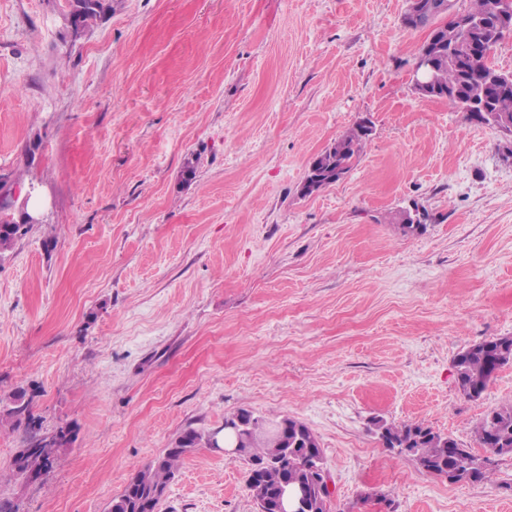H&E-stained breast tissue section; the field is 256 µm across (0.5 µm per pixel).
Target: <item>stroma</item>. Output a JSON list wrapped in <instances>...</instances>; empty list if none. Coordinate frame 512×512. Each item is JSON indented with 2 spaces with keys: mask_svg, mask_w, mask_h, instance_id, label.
<instances>
[{
  "mask_svg": "<svg viewBox=\"0 0 512 512\" xmlns=\"http://www.w3.org/2000/svg\"><path fill=\"white\" fill-rule=\"evenodd\" d=\"M408 5L112 0L75 41L65 0H0V203L35 218L0 256V396L25 388L35 421L0 427V500L107 512L183 430L245 409L315 432L327 512H512V455L451 483L372 425L474 451L512 404V365L477 400L453 366L512 337V137L417 94ZM363 118L351 171L301 195ZM68 424L53 468L16 477ZM246 479L199 449L160 512H257ZM35 447L36 445L23 448L14 458L13 470L16 476L21 478V474L26 477L28 473L34 472L39 468L40 460L37 454V448Z\"/></svg>",
  "mask_w": 512,
  "mask_h": 512,
  "instance_id": "35a3bbf8",
  "label": "stroma"
}]
</instances>
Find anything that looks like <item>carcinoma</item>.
I'll return each mask as SVG.
<instances>
[{"mask_svg": "<svg viewBox=\"0 0 512 512\" xmlns=\"http://www.w3.org/2000/svg\"><path fill=\"white\" fill-rule=\"evenodd\" d=\"M73 29L86 30L112 11L107 0H68ZM442 0H419L416 25L430 28L432 37L434 89L423 93L446 99L480 123L488 114L504 127H512V74L495 69L489 62L493 47L504 37L499 26L501 14L512 11V0H470V9L461 12L466 24L445 20ZM369 133L356 123L332 146L318 154L314 165L324 185L329 186L353 167ZM22 225L8 213L0 214V254L15 244ZM512 364V338L503 337L472 345L454 359L459 391L477 400L487 390L499 370ZM31 401L23 388L0 399V426H18L32 421ZM224 422L240 424V459L247 466L248 488L258 512H277L281 489L315 486L326 482L316 471L322 450L313 431L303 422L283 417L275 428L262 435L263 423L241 409L224 417ZM383 445L413 455L419 465L451 483H484L490 480L489 459L480 458L450 435L434 431L422 422L401 425L375 421ZM476 441L495 455H512V405L484 415L475 431ZM209 446V436L193 428L182 432L171 447L151 460L126 482L108 512H159L170 484L178 475L184 457ZM37 448L22 449L14 458L13 470L27 475L39 468Z\"/></svg>", "mask_w": 512, "mask_h": 512, "instance_id": "carcinoma-1", "label": "carcinoma"}]
</instances>
